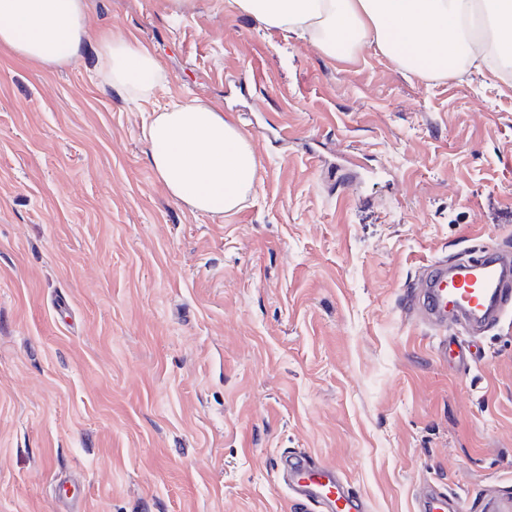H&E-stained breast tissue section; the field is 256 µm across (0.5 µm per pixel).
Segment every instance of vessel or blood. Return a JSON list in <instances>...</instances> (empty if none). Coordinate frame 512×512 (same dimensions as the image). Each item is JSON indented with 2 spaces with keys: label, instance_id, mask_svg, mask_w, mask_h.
<instances>
[{
  "label": "vessel or blood",
  "instance_id": "vessel-or-blood-1",
  "mask_svg": "<svg viewBox=\"0 0 512 512\" xmlns=\"http://www.w3.org/2000/svg\"><path fill=\"white\" fill-rule=\"evenodd\" d=\"M424 320L431 326H447L449 317L469 326L497 323L512 310V261L503 252L484 250L450 267L432 261L426 264L419 288ZM280 475L288 495L312 512H371L364 497L355 493L342 470L320 463L303 453L286 457ZM449 497L424 486L419 512H447Z\"/></svg>",
  "mask_w": 512,
  "mask_h": 512
}]
</instances>
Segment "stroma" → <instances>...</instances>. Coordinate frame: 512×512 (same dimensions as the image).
<instances>
[{"mask_svg":"<svg viewBox=\"0 0 512 512\" xmlns=\"http://www.w3.org/2000/svg\"><path fill=\"white\" fill-rule=\"evenodd\" d=\"M149 47L142 103L93 58L0 48V512H303L284 455L336 464L372 512H512V320L468 364L405 303L422 267L512 253V80L333 59L231 0H89ZM197 98L250 140L224 219L171 200L152 107ZM453 501L448 494L436 490L431 485L422 489L418 498L420 512H447L448 502Z\"/></svg>","mask_w":512,"mask_h":512,"instance_id":"obj_1","label":"stroma"}]
</instances>
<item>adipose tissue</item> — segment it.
Instances as JSON below:
<instances>
[{"mask_svg":"<svg viewBox=\"0 0 512 512\" xmlns=\"http://www.w3.org/2000/svg\"><path fill=\"white\" fill-rule=\"evenodd\" d=\"M265 27L308 35L331 58L372 45L425 79L457 64L490 67L477 46L491 14L496 47L512 49V0H232ZM88 0H0V47L45 68L95 55L100 81L149 100L163 72L155 53L126 36H88ZM148 161L169 196L192 212L221 218L253 193L258 166L250 141L223 112L197 99L172 102L143 126Z\"/></svg>","mask_w":512,"mask_h":512,"instance_id":"obj_1","label":"adipose tissue"}]
</instances>
